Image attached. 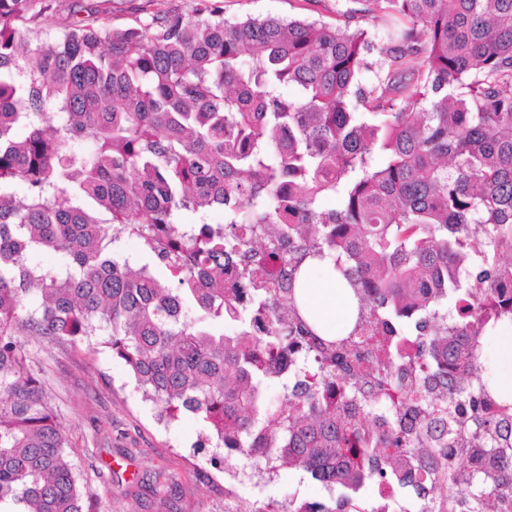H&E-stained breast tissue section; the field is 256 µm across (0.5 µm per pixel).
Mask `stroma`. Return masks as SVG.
I'll return each mask as SVG.
<instances>
[{"label":"stroma","instance_id":"1","mask_svg":"<svg viewBox=\"0 0 512 512\" xmlns=\"http://www.w3.org/2000/svg\"><path fill=\"white\" fill-rule=\"evenodd\" d=\"M228 18L252 15L344 23L363 0H223ZM63 433L72 463L96 512H294L331 494L306 472L259 474L242 460L214 462L199 449L203 427L193 415L166 424L159 406L143 399L124 362L102 337L71 346L47 338L27 342Z\"/></svg>","mask_w":512,"mask_h":512}]
</instances>
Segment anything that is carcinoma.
<instances>
[{"label": "carcinoma", "mask_w": 512, "mask_h": 512, "mask_svg": "<svg viewBox=\"0 0 512 512\" xmlns=\"http://www.w3.org/2000/svg\"><path fill=\"white\" fill-rule=\"evenodd\" d=\"M148 2L0 0V512H93L24 337L98 333L198 447L348 490L310 512H386L367 481L512 512V404L469 379L512 323V0H364L374 62L354 15ZM326 257L336 335L303 299Z\"/></svg>", "instance_id": "carcinoma-1"}]
</instances>
